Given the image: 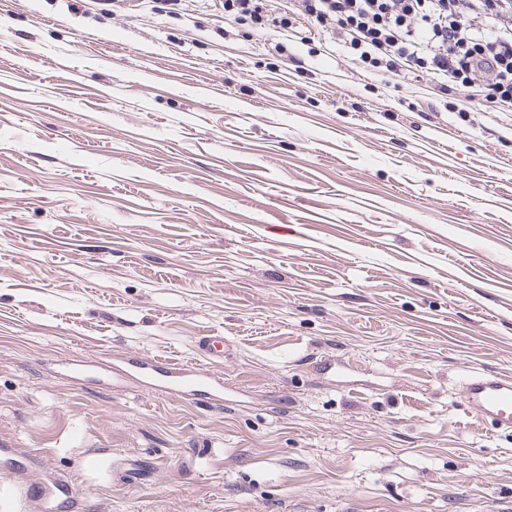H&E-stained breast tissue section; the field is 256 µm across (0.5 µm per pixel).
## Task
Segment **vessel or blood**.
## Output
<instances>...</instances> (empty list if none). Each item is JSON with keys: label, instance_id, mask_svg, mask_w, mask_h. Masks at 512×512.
<instances>
[{"label": "vessel or blood", "instance_id": "1", "mask_svg": "<svg viewBox=\"0 0 512 512\" xmlns=\"http://www.w3.org/2000/svg\"><path fill=\"white\" fill-rule=\"evenodd\" d=\"M134 372L151 385L174 391H206L211 400H219L223 383L199 367L179 371L166 360L145 358L135 361ZM462 395L469 412L479 416L501 432H512V378L476 372L463 383Z\"/></svg>", "mask_w": 512, "mask_h": 512}]
</instances>
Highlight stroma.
Masks as SVG:
<instances>
[{"instance_id":"35a3bbf8","label":"stroma","mask_w":512,"mask_h":512,"mask_svg":"<svg viewBox=\"0 0 512 512\" xmlns=\"http://www.w3.org/2000/svg\"><path fill=\"white\" fill-rule=\"evenodd\" d=\"M348 56L224 0H0V512H512L461 393L512 377V114ZM130 365L134 368V373L137 376L144 381L149 380L151 385L166 386L177 392H183L182 389H190L191 392L209 394L213 401L222 400L219 393L224 391V385L220 378L215 379L208 373V370L196 366L191 369L174 368V364L167 360L152 358L140 359ZM201 388H206V390Z\"/></svg>"}]
</instances>
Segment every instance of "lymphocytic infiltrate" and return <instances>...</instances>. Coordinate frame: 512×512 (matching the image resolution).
<instances>
[{"instance_id": "f902f5d3", "label": "lymphocytic infiltrate", "mask_w": 512, "mask_h": 512, "mask_svg": "<svg viewBox=\"0 0 512 512\" xmlns=\"http://www.w3.org/2000/svg\"><path fill=\"white\" fill-rule=\"evenodd\" d=\"M265 2L224 0V13L260 31L313 26L365 71L425 74L461 112H512V0H285L273 19Z\"/></svg>"}]
</instances>
